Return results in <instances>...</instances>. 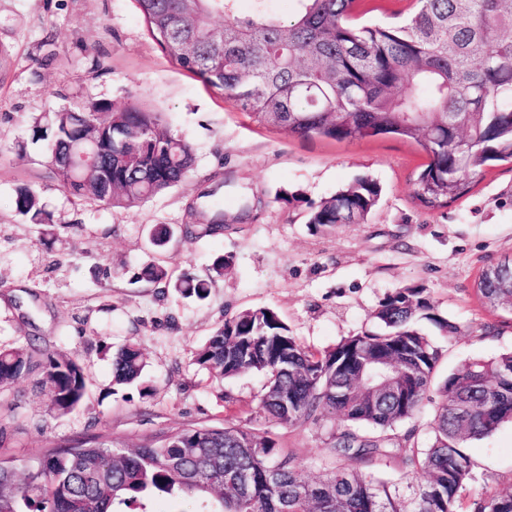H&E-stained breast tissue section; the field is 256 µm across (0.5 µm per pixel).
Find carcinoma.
Here are the masks:
<instances>
[{
    "label": "carcinoma",
    "mask_w": 512,
    "mask_h": 512,
    "mask_svg": "<svg viewBox=\"0 0 512 512\" xmlns=\"http://www.w3.org/2000/svg\"><path fill=\"white\" fill-rule=\"evenodd\" d=\"M162 51L206 86L224 92L253 122L303 139L355 141L393 135L428 156L414 198L441 210L470 190L497 162H512V0H417L396 27L355 26L356 0H298L286 19L234 15V0H135ZM224 27L212 25L215 14ZM48 112L34 118L33 139L47 142L60 186L77 196L131 209L179 185L193 167L190 143L174 135L161 113L137 105ZM99 169L112 171L101 181ZM379 183L358 177L310 207L307 223L362 224L377 205ZM15 208L51 232L53 215L29 187ZM212 208L201 233L224 228ZM475 282L481 304L512 315V272ZM140 279L203 300L209 281L188 273L173 281L158 264ZM459 332L436 313L424 288H399L374 313L375 326L323 352L305 349L271 308L224 320L195 353V363L221 378L253 371L265 377L259 408L284 427L339 416L330 436L337 457L396 459L423 483L402 489L337 466L307 480L271 437L222 423L162 431L137 446L110 433L50 444L17 477L0 458V512H149L147 505L197 496L205 512H458L472 478L466 444L512 421V352L473 360L448 374L429 427L433 442L418 447L417 427L397 429L429 402L443 350L417 327ZM386 358L397 392L376 390L366 360ZM142 351L127 345L112 357V385L140 381ZM40 372L48 408L67 414L87 393V375L67 352L33 345L0 347V388ZM470 512H512V492L474 501Z\"/></svg>",
    "instance_id": "obj_1"
}]
</instances>
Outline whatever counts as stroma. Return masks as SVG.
I'll return each mask as SVG.
<instances>
[{
    "mask_svg": "<svg viewBox=\"0 0 512 512\" xmlns=\"http://www.w3.org/2000/svg\"><path fill=\"white\" fill-rule=\"evenodd\" d=\"M412 7V0H357L350 20L394 26ZM96 102L160 112L192 145L187 179L131 210L62 189L32 139V119ZM426 162L417 144L394 136L299 139L256 125L164 55L134 0H0V346L33 340L68 351L88 375L86 401L65 415L49 413L34 379L0 390V453L21 470L49 442L87 432L135 446L170 428L230 418L275 439L306 478L323 476L337 463L327 443L341 418L281 427L258 408L262 375L224 380L194 362L224 320L246 309H274L300 344L322 351L372 327L394 290L424 287L438 314L461 327L448 339L421 325L444 352L438 377L512 351V319L484 308L474 292L483 268L512 256V164H496L466 196L427 211L412 199ZM364 175L382 189L366 223H307L310 205ZM217 184L223 233L185 234L190 207H202V192ZM22 186L52 213V234L18 214ZM160 224L172 232L161 250L151 243ZM221 255L232 265L203 301L138 277L160 263L171 276L205 278ZM489 326L497 335L486 336ZM128 343L142 349L146 376L114 393L112 353ZM466 451L474 469L461 508L487 491L512 489L511 422Z\"/></svg>",
    "mask_w": 512,
    "mask_h": 512,
    "instance_id": "obj_1",
    "label": "stroma"
}]
</instances>
